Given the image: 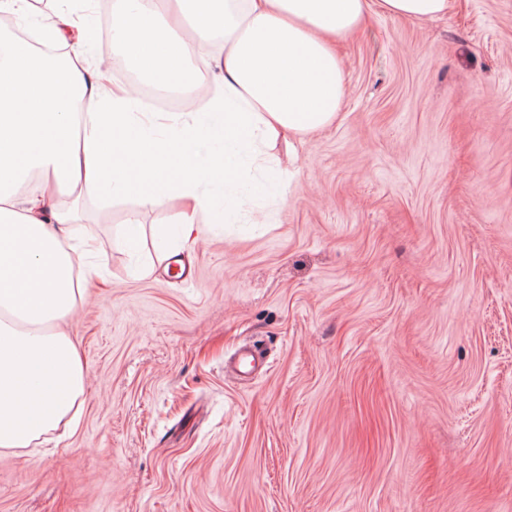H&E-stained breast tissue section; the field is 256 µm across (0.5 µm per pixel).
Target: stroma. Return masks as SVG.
I'll return each instance as SVG.
<instances>
[{
    "mask_svg": "<svg viewBox=\"0 0 512 512\" xmlns=\"http://www.w3.org/2000/svg\"><path fill=\"white\" fill-rule=\"evenodd\" d=\"M296 184L129 274L80 206L99 280L69 325L75 430L0 451V512H512V0L375 14Z\"/></svg>",
    "mask_w": 512,
    "mask_h": 512,
    "instance_id": "35a3bbf8",
    "label": "stroma"
}]
</instances>
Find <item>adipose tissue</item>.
<instances>
[{
  "label": "adipose tissue",
  "instance_id": "ef3b65f1",
  "mask_svg": "<svg viewBox=\"0 0 512 512\" xmlns=\"http://www.w3.org/2000/svg\"><path fill=\"white\" fill-rule=\"evenodd\" d=\"M452 0H115L112 53L155 85L187 77L194 45L218 43L219 90L177 118L145 112L112 84L107 55L86 40L68 0L38 14L0 0L16 25L35 24L63 57L0 34V450L28 447L74 410L86 389L80 345L60 328L99 273V241L75 206L81 192L147 208L180 202L174 228L146 232L129 217L117 238L136 255L135 278L169 266L172 241L197 238L236 209L235 191L287 136L331 125L345 96L337 45L377 11L409 20L448 12ZM192 14L193 43L171 15ZM36 177L40 189L22 194Z\"/></svg>",
  "mask_w": 512,
  "mask_h": 512
}]
</instances>
